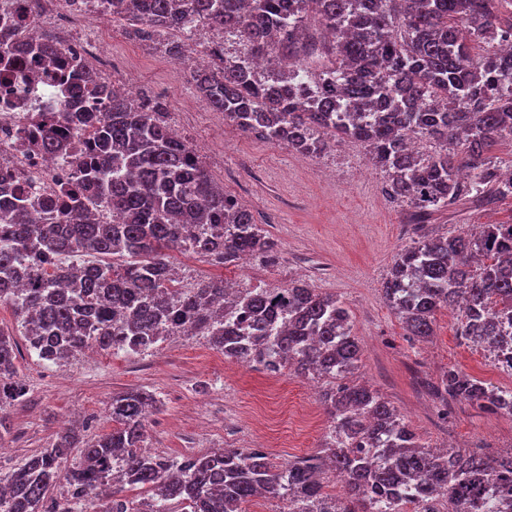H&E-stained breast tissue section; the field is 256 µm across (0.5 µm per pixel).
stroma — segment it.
Wrapping results in <instances>:
<instances>
[{"mask_svg":"<svg viewBox=\"0 0 512 512\" xmlns=\"http://www.w3.org/2000/svg\"><path fill=\"white\" fill-rule=\"evenodd\" d=\"M115 51L132 56L114 83L135 84L161 98L170 126L192 144L226 193L245 201L257 223L277 241L275 264L259 259L228 268L204 258L171 252L185 286L222 277L245 288H283L293 279L336 296L347 305L362 356L351 379L376 389L404 416L421 441L433 448L455 445L498 457L512 452V418L487 416L468 403L440 412L420 382L455 367L497 386L512 387L486 353L455 334L456 315L436 314L433 336L409 342L389 307L382 284L411 233L406 207L385 193L386 175L370 166L360 142L339 139L317 157L246 136L206 100L196 98L197 51L183 53L177 74L170 58L150 41L128 36L123 26L105 23ZM512 222V199L491 209L469 203L434 215L433 234L467 231L474 224ZM18 377L28 400L0 407L11 427L0 439V473L18 467L49 446L68 418L78 417L88 435L109 431L115 394L144 388L160 402L147 423V446L172 457L205 454L215 448H264L276 463L318 451L329 418L306 377H267L256 367L227 359L206 339L168 337L145 354H85L62 366L45 363L18 346Z\"/></svg>","mask_w":512,"mask_h":512,"instance_id":"obj_1","label":"stroma"}]
</instances>
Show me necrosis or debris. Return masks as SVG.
<instances>
[{
	"label": "necrosis or debris",
	"instance_id": "4bbe7bcc",
	"mask_svg": "<svg viewBox=\"0 0 512 512\" xmlns=\"http://www.w3.org/2000/svg\"><path fill=\"white\" fill-rule=\"evenodd\" d=\"M106 0H0V187L19 196L43 198L70 180L87 132L65 126L70 95L59 79V66L34 57L50 42L64 58L74 59L100 79L127 67L91 29L107 12ZM63 130L74 150L67 157L41 152L28 131L35 123Z\"/></svg>",
	"mask_w": 512,
	"mask_h": 512
}]
</instances>
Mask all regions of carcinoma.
Returning a JSON list of instances; mask_svg holds the SVG:
<instances>
[{
    "mask_svg": "<svg viewBox=\"0 0 512 512\" xmlns=\"http://www.w3.org/2000/svg\"><path fill=\"white\" fill-rule=\"evenodd\" d=\"M512 0H112L128 34L146 39L230 26L244 55L291 62L258 80L246 66L204 69L198 93L239 130L307 156L330 139L360 142L387 176L386 192L413 209L411 245L397 254L383 294L405 335H433L436 313L458 311L456 335L512 373V222L448 236L421 233L432 213L462 201L512 197L490 153L512 140ZM108 112H68L90 129L89 156L74 171L61 209L46 224L22 196L0 190V304L10 305L28 349L51 364L90 344L141 355L168 336H204L228 358L281 375L328 382L330 420L321 449L274 464L259 448L168 457L145 445L154 395L112 397V428L93 441L73 430L0 477V512H246L261 495L288 512H512V452L489 458L422 445L376 390L348 381L361 345L349 309L304 280L284 288H241L224 280L177 288L169 252L226 267L250 254L275 260L278 245L251 212L224 192L198 152L165 120L164 102L144 107L95 81ZM440 151L424 155L413 140ZM59 153L62 133L35 131ZM118 216L93 218L94 206ZM241 316L224 322V301ZM17 344L0 331V407L29 392L17 377ZM443 407L468 402L512 416V389L449 368L434 387ZM369 446L366 451L361 445ZM83 449L67 465L69 451ZM348 487L323 493L326 465ZM65 482L69 498L49 500ZM151 493L139 508L123 488Z\"/></svg>",
    "mask_w": 512,
    "mask_h": 512,
    "instance_id": "carcinoma-1",
    "label": "carcinoma"
}]
</instances>
